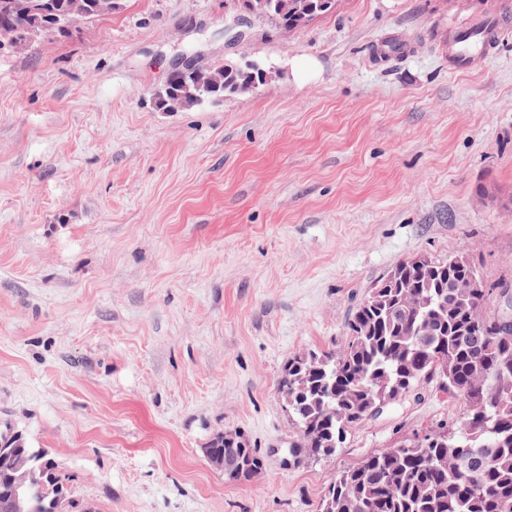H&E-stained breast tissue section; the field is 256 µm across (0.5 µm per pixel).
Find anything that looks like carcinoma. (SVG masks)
Returning a JSON list of instances; mask_svg holds the SVG:
<instances>
[{"mask_svg":"<svg viewBox=\"0 0 512 512\" xmlns=\"http://www.w3.org/2000/svg\"><path fill=\"white\" fill-rule=\"evenodd\" d=\"M72 0H0V49L24 51L56 30ZM89 23L114 9L112 0H78ZM243 9L293 32L331 12L336 0H240ZM267 69L224 65L199 82L181 73L156 93L157 106L177 112L251 91ZM463 255H416L371 285L347 323L339 352L308 350L288 359L277 382L298 429L296 447L329 457L380 402L406 399L435 381L464 403L455 421L404 439L342 470L324 491L318 512H512V340L499 339L490 294L469 297L449 288L462 274ZM235 450L237 473L248 482L263 460L244 434L217 436L208 454ZM0 512L14 499L41 496L56 512H92L70 497L56 462L8 429L0 433Z\"/></svg>","mask_w":512,"mask_h":512,"instance_id":"cac0c4a2","label":"carcinoma"}]
</instances>
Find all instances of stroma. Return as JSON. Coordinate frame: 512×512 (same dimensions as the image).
Listing matches in <instances>:
<instances>
[{
  "instance_id": "35a3bbf8",
  "label": "stroma",
  "mask_w": 512,
  "mask_h": 512,
  "mask_svg": "<svg viewBox=\"0 0 512 512\" xmlns=\"http://www.w3.org/2000/svg\"><path fill=\"white\" fill-rule=\"evenodd\" d=\"M492 16V57L450 67ZM185 56L275 77L162 111ZM457 253L512 289V0H336L290 33L237 0H123L0 51V427L92 512H317L340 471L460 416L430 385L310 459L277 391L375 278ZM235 430L264 461L247 484L206 455Z\"/></svg>"
}]
</instances>
